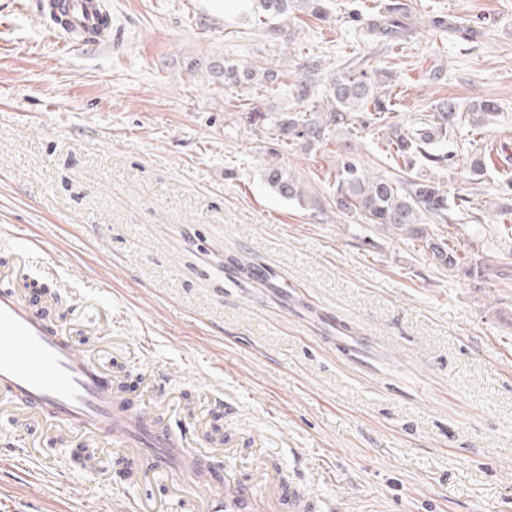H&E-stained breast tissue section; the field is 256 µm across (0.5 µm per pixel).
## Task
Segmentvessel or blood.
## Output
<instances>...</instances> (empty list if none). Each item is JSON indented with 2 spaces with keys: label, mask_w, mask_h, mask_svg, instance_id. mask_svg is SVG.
<instances>
[{
  "label": "vessel or blood",
  "mask_w": 512,
  "mask_h": 512,
  "mask_svg": "<svg viewBox=\"0 0 512 512\" xmlns=\"http://www.w3.org/2000/svg\"><path fill=\"white\" fill-rule=\"evenodd\" d=\"M42 10L53 23V34L73 48L112 28L105 0H44ZM0 408L28 414L52 431L64 428L96 443L111 442L141 473L165 470L174 486L195 495L204 512H274L268 502L272 496L289 502V512H317L319 507L313 493L286 488L281 474L262 466L249 486L228 472L198 486L183 454L188 430L175 429L113 395L99 361L8 285H0Z\"/></svg>",
  "instance_id": "vessel-or-blood-1"
}]
</instances>
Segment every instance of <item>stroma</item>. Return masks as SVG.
Here are the masks:
<instances>
[{
	"mask_svg": "<svg viewBox=\"0 0 512 512\" xmlns=\"http://www.w3.org/2000/svg\"><path fill=\"white\" fill-rule=\"evenodd\" d=\"M328 2L326 19L301 10L276 35L203 0H111L110 41L72 50L41 0H0V262L29 247L32 301L56 297L78 349L194 425L202 474L224 469L225 447L260 444L326 512H512V224L496 221L512 201V0H407L412 32L393 47L350 21L381 0ZM435 15L475 37L430 30ZM305 53L330 73L351 56L389 72L395 124L459 102L435 176L482 214L427 227L455 269L337 210L335 140L285 148L249 122L293 109L286 92L237 93L209 69L284 58L294 81ZM483 99L499 109L478 125ZM484 151L495 167L476 181ZM271 164L302 202L265 184ZM33 430L0 420V512H128L133 477L111 446L61 434L28 452ZM264 179L265 183L275 194L288 200L301 202L304 191L299 180L291 172L271 164L265 170Z\"/></svg>",
	"mask_w": 512,
	"mask_h": 512,
	"instance_id": "35a3bbf8",
	"label": "stroma"
}]
</instances>
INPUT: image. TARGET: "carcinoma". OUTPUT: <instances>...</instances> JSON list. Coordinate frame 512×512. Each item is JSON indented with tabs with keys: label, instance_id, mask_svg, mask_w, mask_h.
Masks as SVG:
<instances>
[{
	"label": "carcinoma",
	"instance_id": "obj_1",
	"mask_svg": "<svg viewBox=\"0 0 512 512\" xmlns=\"http://www.w3.org/2000/svg\"><path fill=\"white\" fill-rule=\"evenodd\" d=\"M262 12L269 18H280L304 9L312 16L326 17V0H258ZM409 14L404 0H387L384 8L372 15L351 14V20L360 30L382 43H391L410 32L406 23ZM324 59L309 55L300 60L297 68L302 76L293 85L284 81L286 70L281 62L270 61L262 66L239 67L232 63L211 66V73L224 79L231 88H246L257 83L265 88H289L291 98L309 111L280 112L271 118L264 112L249 113L250 122L268 130L271 139L285 145L305 144L313 148L330 138L331 132L353 135L357 115L367 116L361 128H368L386 120L390 97L382 96L379 83L367 70L347 65L329 76L323 73ZM460 105L453 99L439 101L428 119L405 128L390 124L388 147L391 158L400 161L407 177L371 176L362 168L353 146H343L336 155V208L342 213H353L369 224H376L395 234L418 239L440 265L450 269L458 265L456 252L444 240L431 236L428 224L449 223L454 210H471L472 194L460 187L452 192L442 185L412 176L416 167L443 169L448 167L452 154L444 150L448 135L458 125ZM265 183L277 195L301 201L304 191L299 180L285 169L268 165ZM227 263L246 279L263 282L262 269L244 258L228 257Z\"/></svg>",
	"mask_w": 512,
	"mask_h": 512
}]
</instances>
